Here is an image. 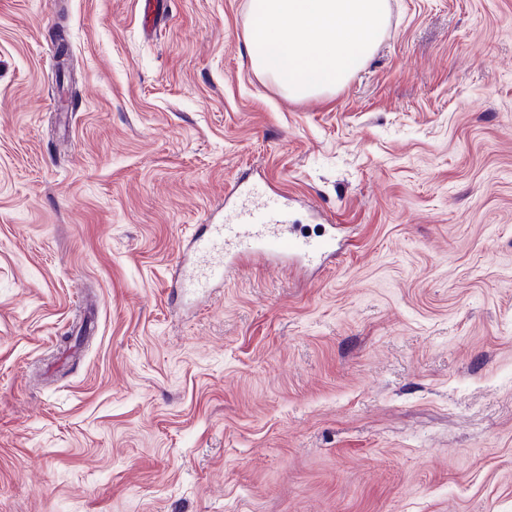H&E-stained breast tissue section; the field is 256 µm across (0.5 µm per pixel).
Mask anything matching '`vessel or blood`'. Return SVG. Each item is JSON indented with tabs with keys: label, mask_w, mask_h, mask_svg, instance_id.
I'll list each match as a JSON object with an SVG mask.
<instances>
[{
	"label": "vessel or blood",
	"mask_w": 512,
	"mask_h": 512,
	"mask_svg": "<svg viewBox=\"0 0 512 512\" xmlns=\"http://www.w3.org/2000/svg\"><path fill=\"white\" fill-rule=\"evenodd\" d=\"M189 245L193 257L187 285L196 290L210 288L215 281L257 257L285 262L331 249L325 238L298 234L288 220L286 197H275L268 206L256 204L241 180L224 192L223 223L207 225L202 233H192Z\"/></svg>",
	"instance_id": "1"
}]
</instances>
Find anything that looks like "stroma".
Returning <instances> with one entry per match:
<instances>
[{"label":"stroma","instance_id":"35a3bbf8","mask_svg":"<svg viewBox=\"0 0 512 512\" xmlns=\"http://www.w3.org/2000/svg\"><path fill=\"white\" fill-rule=\"evenodd\" d=\"M389 4L293 100L250 0H0V512H512V0ZM239 176L346 246L171 294Z\"/></svg>","mask_w":512,"mask_h":512}]
</instances>
